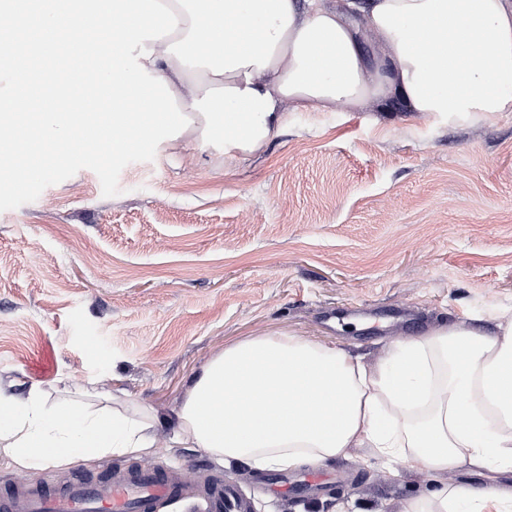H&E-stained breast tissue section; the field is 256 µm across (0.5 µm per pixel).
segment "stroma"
<instances>
[{
  "instance_id": "1",
  "label": "stroma",
  "mask_w": 512,
  "mask_h": 512,
  "mask_svg": "<svg viewBox=\"0 0 512 512\" xmlns=\"http://www.w3.org/2000/svg\"><path fill=\"white\" fill-rule=\"evenodd\" d=\"M127 165L107 198L89 169L0 212V378L120 394L156 416V452L55 470L134 465L196 476L172 441L191 378L224 347L288 335L375 364L442 326L512 320V112L433 123L418 113L293 112L255 155L226 162L182 135ZM95 337V355L85 352ZM252 512H403L440 483L512 493V474L436 480L351 448L323 463L327 493L288 503L254 470L215 462Z\"/></svg>"
}]
</instances>
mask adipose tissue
<instances>
[{
	"mask_svg": "<svg viewBox=\"0 0 512 512\" xmlns=\"http://www.w3.org/2000/svg\"><path fill=\"white\" fill-rule=\"evenodd\" d=\"M176 31L145 41L195 140L225 158L260 151L292 112L387 111L435 122L512 112V0H161ZM376 37L375 58L361 30ZM230 135L218 136V127ZM90 409L17 397L0 381V460L31 473L109 455L150 456L154 417L104 394ZM174 441L252 469L323 463L367 448L432 475L512 471V322L497 335L443 327L370 366L297 336L225 347L191 379ZM512 512L453 486L404 512Z\"/></svg>",
	"mask_w": 512,
	"mask_h": 512,
	"instance_id": "adipose-tissue-1",
	"label": "adipose tissue"
}]
</instances>
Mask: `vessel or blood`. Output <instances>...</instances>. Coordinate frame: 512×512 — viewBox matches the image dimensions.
<instances>
[{
	"label": "vessel or blood",
	"mask_w": 512,
	"mask_h": 512,
	"mask_svg": "<svg viewBox=\"0 0 512 512\" xmlns=\"http://www.w3.org/2000/svg\"><path fill=\"white\" fill-rule=\"evenodd\" d=\"M326 483L321 472L276 477L273 492L294 498L310 496ZM203 501L211 512H250L242 490L220 474L183 481L161 468L107 473L95 479L32 484L13 475L0 476V512H158L161 504L182 497Z\"/></svg>",
	"instance_id": "1"
}]
</instances>
